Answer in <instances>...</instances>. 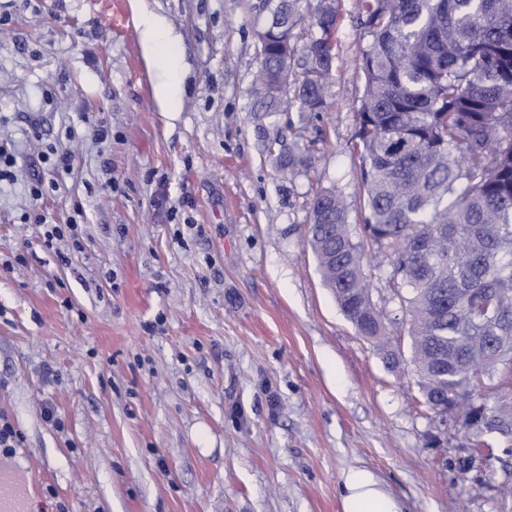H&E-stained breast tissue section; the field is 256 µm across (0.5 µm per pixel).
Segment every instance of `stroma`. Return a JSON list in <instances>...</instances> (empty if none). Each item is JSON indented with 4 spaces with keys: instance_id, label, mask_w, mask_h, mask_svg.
<instances>
[{
    "instance_id": "1",
    "label": "stroma",
    "mask_w": 512,
    "mask_h": 512,
    "mask_svg": "<svg viewBox=\"0 0 512 512\" xmlns=\"http://www.w3.org/2000/svg\"><path fill=\"white\" fill-rule=\"evenodd\" d=\"M262 3L0 0V140L17 159L0 184V415L22 436L28 512H343L353 468L401 512H512V450L466 447L423 404L407 324L358 335L306 243L320 191L360 210L369 38L352 0L305 172L267 150L287 113L251 110ZM145 15L189 70L174 113L154 99ZM51 147L71 171L39 205L60 224L82 205L78 250L22 220Z\"/></svg>"
}]
</instances>
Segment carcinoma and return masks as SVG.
Listing matches in <instances>:
<instances>
[{
    "label": "carcinoma",
    "instance_id": "carcinoma-1",
    "mask_svg": "<svg viewBox=\"0 0 512 512\" xmlns=\"http://www.w3.org/2000/svg\"><path fill=\"white\" fill-rule=\"evenodd\" d=\"M264 0L252 111L314 116L331 99L338 0ZM371 41L354 148L360 212L393 258L424 404L473 448L512 447V0H355ZM280 169L307 171L294 141ZM307 242L358 334L383 335L342 194L313 200Z\"/></svg>",
    "mask_w": 512,
    "mask_h": 512
}]
</instances>
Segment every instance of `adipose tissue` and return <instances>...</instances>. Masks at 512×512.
Returning a JSON list of instances; mask_svg holds the SVG:
<instances>
[{"label": "adipose tissue", "mask_w": 512, "mask_h": 512, "mask_svg": "<svg viewBox=\"0 0 512 512\" xmlns=\"http://www.w3.org/2000/svg\"><path fill=\"white\" fill-rule=\"evenodd\" d=\"M140 34L147 60L160 73L154 87L155 99L163 111H178L184 85L179 59L173 51L175 39L166 27L149 16L142 17ZM344 484L343 512H400L397 502L378 488L369 471L348 472Z\"/></svg>", "instance_id": "ef3b65f1"}]
</instances>
